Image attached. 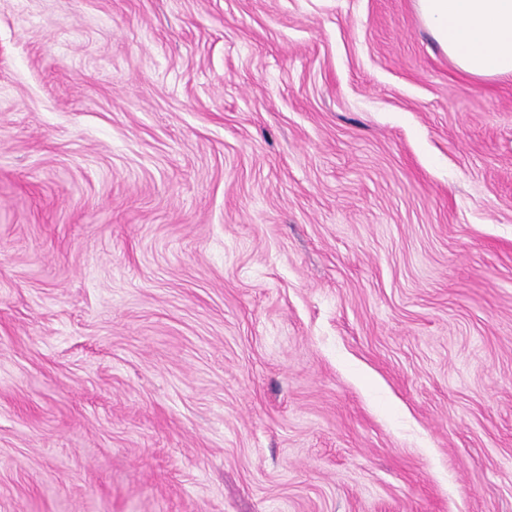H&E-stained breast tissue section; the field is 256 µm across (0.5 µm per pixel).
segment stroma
Masks as SVG:
<instances>
[{
	"mask_svg": "<svg viewBox=\"0 0 512 512\" xmlns=\"http://www.w3.org/2000/svg\"><path fill=\"white\" fill-rule=\"evenodd\" d=\"M0 512H512V80L414 0H0Z\"/></svg>",
	"mask_w": 512,
	"mask_h": 512,
	"instance_id": "stroma-1",
	"label": "stroma"
}]
</instances>
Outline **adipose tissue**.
Segmentation results:
<instances>
[{
    "label": "adipose tissue",
    "instance_id": "1",
    "mask_svg": "<svg viewBox=\"0 0 512 512\" xmlns=\"http://www.w3.org/2000/svg\"><path fill=\"white\" fill-rule=\"evenodd\" d=\"M433 39L474 78L512 77V0H415Z\"/></svg>",
    "mask_w": 512,
    "mask_h": 512
}]
</instances>
